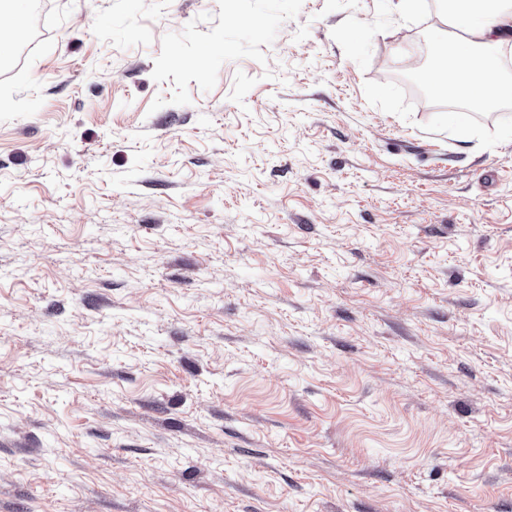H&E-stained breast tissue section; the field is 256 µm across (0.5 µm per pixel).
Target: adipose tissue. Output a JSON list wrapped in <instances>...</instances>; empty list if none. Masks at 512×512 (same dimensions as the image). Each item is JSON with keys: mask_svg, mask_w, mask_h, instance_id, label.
<instances>
[{"mask_svg": "<svg viewBox=\"0 0 512 512\" xmlns=\"http://www.w3.org/2000/svg\"><path fill=\"white\" fill-rule=\"evenodd\" d=\"M444 11L461 36L440 45L447 62L429 74L431 90L475 109L512 102V80L500 76L502 55L512 51V0H446Z\"/></svg>", "mask_w": 512, "mask_h": 512, "instance_id": "ef3b65f1", "label": "adipose tissue"}]
</instances>
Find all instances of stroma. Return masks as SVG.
Here are the masks:
<instances>
[{"label":"stroma","instance_id":"1","mask_svg":"<svg viewBox=\"0 0 512 512\" xmlns=\"http://www.w3.org/2000/svg\"><path fill=\"white\" fill-rule=\"evenodd\" d=\"M20 17L0 512H512V111L390 76L440 5Z\"/></svg>","mask_w":512,"mask_h":512}]
</instances>
